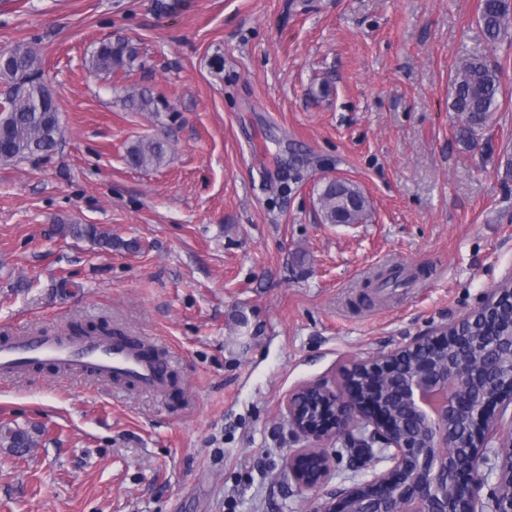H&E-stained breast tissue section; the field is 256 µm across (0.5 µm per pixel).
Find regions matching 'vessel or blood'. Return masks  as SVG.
Returning a JSON list of instances; mask_svg holds the SVG:
<instances>
[{"label":"vessel or blood","mask_w":512,"mask_h":512,"mask_svg":"<svg viewBox=\"0 0 512 512\" xmlns=\"http://www.w3.org/2000/svg\"><path fill=\"white\" fill-rule=\"evenodd\" d=\"M34 363L56 365L71 374L133 381L153 393L167 385L165 364L142 357L121 338L23 333L0 342V377L20 375Z\"/></svg>","instance_id":"1"}]
</instances>
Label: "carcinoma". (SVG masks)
<instances>
[{
	"label": "carcinoma",
	"mask_w": 512,
	"mask_h": 512,
	"mask_svg": "<svg viewBox=\"0 0 512 512\" xmlns=\"http://www.w3.org/2000/svg\"><path fill=\"white\" fill-rule=\"evenodd\" d=\"M479 23L486 40L495 45L512 34V0H481ZM9 61L0 66V80L7 90L0 102V161L35 160L59 145L51 135L61 126L56 103L39 104L38 94L45 83L39 53L28 46L8 50ZM136 48L125 41L102 42L92 53L90 68L105 75L134 72ZM450 109L459 120L461 140L469 142L490 127L499 109L502 69L483 56L472 55L461 61L450 76ZM129 105L142 112H156L154 99L141 93L128 97ZM166 147L156 140L138 141L127 148V163L136 169L161 165ZM322 220L326 224H359L366 220L368 201L354 184L330 180L318 193ZM62 231L75 238H89L105 249L112 248V235L94 224H65ZM0 441L7 447L31 448L32 433L22 428L0 427Z\"/></svg>",
	"instance_id": "cac0c4a2"
}]
</instances>
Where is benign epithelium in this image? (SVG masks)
Listing matches in <instances>:
<instances>
[{"mask_svg":"<svg viewBox=\"0 0 512 512\" xmlns=\"http://www.w3.org/2000/svg\"><path fill=\"white\" fill-rule=\"evenodd\" d=\"M504 299L489 288L472 311L344 365L341 384L297 388L286 421L315 444L288 456V479L322 488L333 458L319 442L340 440L370 476L336 490L324 512H512V323L493 321ZM478 316L488 325L471 336Z\"/></svg>","mask_w":512,"mask_h":512,"instance_id":"1","label":"benign epithelium"}]
</instances>
